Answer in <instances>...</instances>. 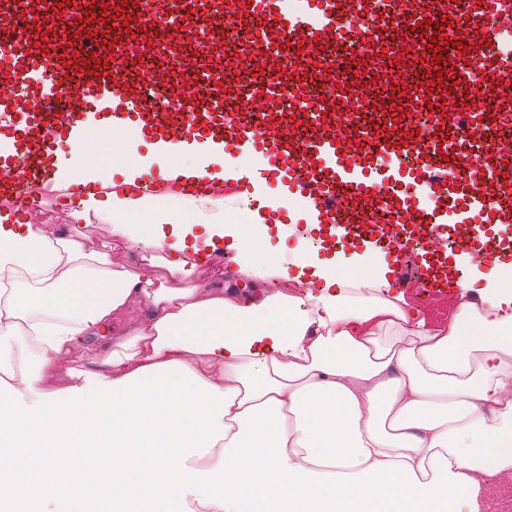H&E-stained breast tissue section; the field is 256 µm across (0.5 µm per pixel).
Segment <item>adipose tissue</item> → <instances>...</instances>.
I'll use <instances>...</instances> for the list:
<instances>
[{
    "instance_id": "1",
    "label": "adipose tissue",
    "mask_w": 512,
    "mask_h": 512,
    "mask_svg": "<svg viewBox=\"0 0 512 512\" xmlns=\"http://www.w3.org/2000/svg\"><path fill=\"white\" fill-rule=\"evenodd\" d=\"M166 178L259 176L257 158L210 167L203 150ZM90 193L75 219L151 241L169 279L147 286L111 253L0 215V337L32 346L0 365V512H484L485 480L512 475V273L462 285L448 328L392 291L374 248L299 251V295L188 284L202 244L229 272L288 279L258 229L180 195ZM142 316L122 335L113 321ZM399 327L408 345L385 341Z\"/></svg>"
}]
</instances>
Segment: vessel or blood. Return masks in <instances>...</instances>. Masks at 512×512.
I'll return each instance as SVG.
<instances>
[{
    "mask_svg": "<svg viewBox=\"0 0 512 512\" xmlns=\"http://www.w3.org/2000/svg\"><path fill=\"white\" fill-rule=\"evenodd\" d=\"M30 3L0 0V62L23 87L18 95L0 93V112L12 116L0 123V196L12 199L16 223H27L35 201L24 181L51 188L63 145L84 146L94 131L131 130L232 158L263 152L318 223L352 226V240L399 257L410 246L421 251L420 278L430 294L461 277L448 241L477 261L512 264V151L491 149L477 161L469 154L476 134L512 112V0H182L189 23L219 9L249 22L243 51L267 59L263 74L241 68L230 83L213 61L224 33L198 49L168 44L153 64L151 86L187 88L184 108L137 106L144 87L139 58L118 63L107 55L109 44L82 47V19L101 16L112 21L110 44L125 42L132 29L158 44L166 26L155 0H81L75 14L61 0H40L35 11ZM119 5L124 13H116ZM352 16L373 21L362 52L336 39ZM446 37L454 47L432 62L435 40ZM37 38L45 49L35 54L29 45ZM90 64L97 73H86ZM428 71L441 73L442 89H431ZM319 83L334 94L305 135H296L295 110L281 95L300 98ZM363 85L375 90L371 126L360 113L337 109ZM256 104L257 124L248 118ZM412 105L430 106L428 135L410 134L397 122ZM177 187L213 197L247 192L251 182L204 178Z\"/></svg>",
    "mask_w": 512,
    "mask_h": 512,
    "instance_id": "obj_1",
    "label": "vessel or blood"
}]
</instances>
